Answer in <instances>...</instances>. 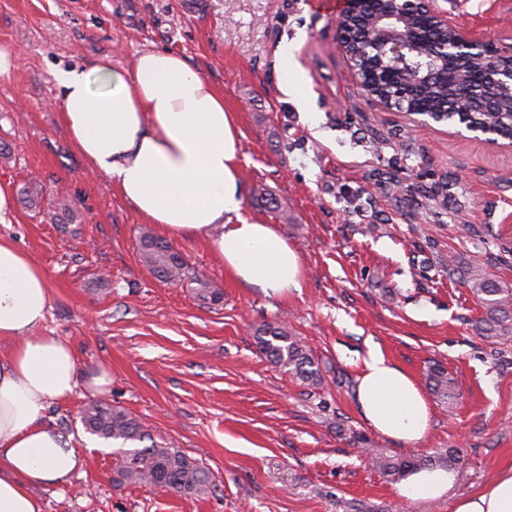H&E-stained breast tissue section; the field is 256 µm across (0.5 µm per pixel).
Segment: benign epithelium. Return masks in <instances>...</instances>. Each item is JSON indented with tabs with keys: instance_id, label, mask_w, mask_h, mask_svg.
I'll return each mask as SVG.
<instances>
[{
	"instance_id": "1",
	"label": "benign epithelium",
	"mask_w": 512,
	"mask_h": 512,
	"mask_svg": "<svg viewBox=\"0 0 512 512\" xmlns=\"http://www.w3.org/2000/svg\"><path fill=\"white\" fill-rule=\"evenodd\" d=\"M372 5L376 6L381 35L369 44L368 55L378 61L381 78L390 89L383 96L371 92L352 51L354 21ZM415 17L426 19L433 29L448 31V66L467 65L473 60L482 62L467 84L456 87L447 111L488 112L495 116V128L506 115L512 127V49H503L490 39L450 23L433 8L431 0H342L335 40L349 63L352 77L366 96L386 109L403 112L402 102L410 97L413 87L434 75L433 63L440 56L427 51L424 41L409 25Z\"/></svg>"
}]
</instances>
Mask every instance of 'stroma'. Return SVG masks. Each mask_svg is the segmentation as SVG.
Here are the masks:
<instances>
[{"label":"stroma","instance_id":"obj_1","mask_svg":"<svg viewBox=\"0 0 512 512\" xmlns=\"http://www.w3.org/2000/svg\"><path fill=\"white\" fill-rule=\"evenodd\" d=\"M460 27L512 46V0H433ZM337 12L309 0H0V187L14 208L0 222L45 271L50 309L40 332L67 341L80 373L107 369L98 397L143 422L154 440L209 472L183 496L115 480L118 443L88 433L96 395L50 403L45 422L71 437L82 467L69 486H42L44 512H453L512 467V333L489 343L483 310L449 256L512 286V151L458 123L415 121L378 107L334 43ZM169 50L224 92L241 133V214L288 239L302 287L273 298L235 282L215 251L170 237L190 267L224 294L157 279L143 263V220L77 152L58 108L59 68L130 69ZM294 68L298 106L281 83ZM391 177L401 190L381 186ZM274 195L277 220L256 199ZM69 199L61 216L54 201ZM287 324L322 381L310 386L260 353L255 331ZM424 385L432 363L454 378V404L430 398V430L404 444L373 431L355 394L370 351ZM431 455L457 448L444 498H400L363 447Z\"/></svg>","mask_w":512,"mask_h":512}]
</instances>
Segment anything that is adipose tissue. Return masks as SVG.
Wrapping results in <instances>:
<instances>
[{
    "label": "adipose tissue",
    "instance_id": "ef3b65f1",
    "mask_svg": "<svg viewBox=\"0 0 512 512\" xmlns=\"http://www.w3.org/2000/svg\"><path fill=\"white\" fill-rule=\"evenodd\" d=\"M54 78L76 149L142 220L202 238L235 281L266 296L301 288L298 252L272 225L241 215V142L223 90L168 51L139 53L129 71L101 63ZM49 305L45 272L0 238V512H43L34 486L69 484L80 466L69 439L43 422L47 404L67 400L79 380L70 345L38 332ZM356 399L368 426L385 437L413 444L429 430L425 395L381 351L365 360ZM455 481L451 470L421 469L397 493L438 500ZM454 512H512V468L457 498Z\"/></svg>",
    "mask_w": 512,
    "mask_h": 512
}]
</instances>
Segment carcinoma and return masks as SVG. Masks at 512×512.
<instances>
[{
  "mask_svg": "<svg viewBox=\"0 0 512 512\" xmlns=\"http://www.w3.org/2000/svg\"><path fill=\"white\" fill-rule=\"evenodd\" d=\"M376 35L373 22L366 19L357 32L354 50L364 58L362 48ZM420 102L438 108L447 104L445 86H424L419 91ZM139 250L143 263L160 279L179 284L196 285L199 296L216 303L221 295L209 284L191 272L182 256L169 243L143 229L139 236ZM460 276L473 297L483 309L475 320V329L482 337L496 340L512 330V289L493 278L480 266L462 265L455 256L448 257V277ZM257 347L271 363L309 385L321 382V370L309 350L296 337L279 325L265 324L256 329ZM430 392L453 403L456 399L455 381L440 364H432L426 375ZM83 424L89 433L122 443L151 441L143 448H121L116 466L118 482L149 483L173 490L182 495H194L204 490L209 482L208 471L185 453L152 440L142 423L125 410L103 401L91 402L83 413ZM459 459L458 450L449 448L434 456L387 455L375 453L372 462L380 473L392 482L407 473L428 466L453 467Z\"/></svg>",
  "mask_w": 512,
  "mask_h": 512,
  "instance_id": "obj_1",
  "label": "carcinoma"
}]
</instances>
